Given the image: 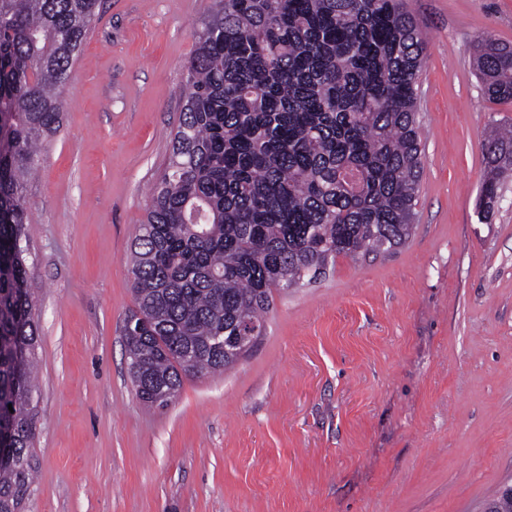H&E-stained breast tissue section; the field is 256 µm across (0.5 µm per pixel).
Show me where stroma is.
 <instances>
[{"label":"stroma","mask_w":512,"mask_h":512,"mask_svg":"<svg viewBox=\"0 0 512 512\" xmlns=\"http://www.w3.org/2000/svg\"><path fill=\"white\" fill-rule=\"evenodd\" d=\"M427 42L417 226L274 294L232 370L149 409L127 373L126 256L172 151L212 0H101L27 188L40 317L23 512H481L512 480V174L475 209L483 143L512 124L473 70L512 0H407Z\"/></svg>","instance_id":"obj_1"}]
</instances>
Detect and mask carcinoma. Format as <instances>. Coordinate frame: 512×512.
I'll list each match as a JSON object with an SVG mask.
<instances>
[{
  "label": "carcinoma",
  "mask_w": 512,
  "mask_h": 512,
  "mask_svg": "<svg viewBox=\"0 0 512 512\" xmlns=\"http://www.w3.org/2000/svg\"><path fill=\"white\" fill-rule=\"evenodd\" d=\"M99 6L0 0V512H21L33 482L26 180L60 131L59 90ZM194 36L172 154L129 254L127 369L155 409L184 378L234 368L265 335L274 292L405 245L421 178L426 39L407 0H214ZM475 72L488 99L512 102L511 45L482 40ZM484 161L488 224L512 128L492 132Z\"/></svg>",
  "instance_id": "1"
}]
</instances>
